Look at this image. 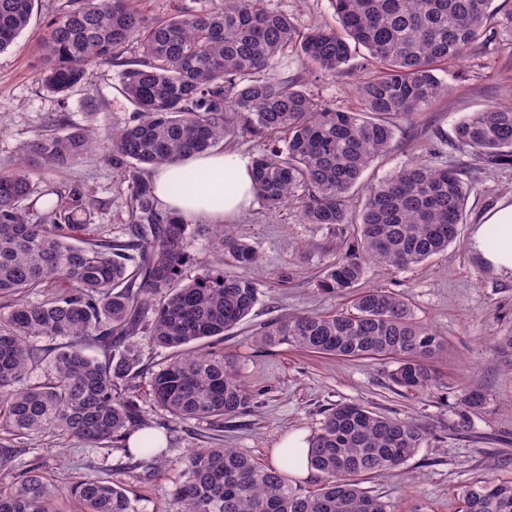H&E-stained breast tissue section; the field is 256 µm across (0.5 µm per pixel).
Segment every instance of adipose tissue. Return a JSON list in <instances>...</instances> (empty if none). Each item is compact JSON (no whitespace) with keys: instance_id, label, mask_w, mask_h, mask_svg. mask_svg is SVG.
I'll return each instance as SVG.
<instances>
[{"instance_id":"adipose-tissue-1","label":"adipose tissue","mask_w":512,"mask_h":512,"mask_svg":"<svg viewBox=\"0 0 512 512\" xmlns=\"http://www.w3.org/2000/svg\"><path fill=\"white\" fill-rule=\"evenodd\" d=\"M179 170L204 173L208 180L192 192H175L173 176ZM151 181L160 206L189 220L231 222L249 207L254 197L251 162L233 152L187 156L176 166L158 168ZM492 235L497 237L498 245L491 250L486 242ZM469 246L487 266L512 276V197L503 199L484 215L473 230Z\"/></svg>"}]
</instances>
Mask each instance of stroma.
I'll use <instances>...</instances> for the list:
<instances>
[{
	"label": "stroma",
	"mask_w": 512,
	"mask_h": 512,
	"mask_svg": "<svg viewBox=\"0 0 512 512\" xmlns=\"http://www.w3.org/2000/svg\"><path fill=\"white\" fill-rule=\"evenodd\" d=\"M65 0H37L29 27L6 52L0 53V168L17 162L37 168L44 179L65 187L82 184L95 203L88 232L104 240H129L135 234L130 221L128 176L112 168L94 150L64 169L41 168L29 150L53 118L65 115L72 127L89 124L109 128L127 120L133 105L119 92L117 69L92 66L86 82L67 99L47 93L38 80L41 44L48 22ZM268 8L287 14L301 31L332 26L336 17L330 0H266ZM280 77L297 82L313 97L356 110V84L362 68L344 74L306 69L296 54L280 58ZM442 78L453 87L414 116L397 122L390 152L364 172L349 197L358 211L367 186L390 172L438 152L441 164L467 169L466 217L455 244L424 263L404 269L367 265L365 288H383L406 295L418 321L437 329L447 341L445 353L434 358L440 380L435 386L406 391L391 381V359L348 361L285 345L257 342L260 328L299 311L323 313L335 302L319 293L314 282L336 249V237L325 228L301 223L294 207L272 214L261 202L234 220L235 233L256 247L262 265L256 274L259 301L248 319L224 338L222 348L234 356L254 399L248 411L217 431L207 423L179 425L166 464L145 468L124 456L43 433L16 441L0 428V447L15 455L13 474L37 467L59 490L76 478L95 473L136 495L138 512H175L170 497L178 477L177 461L195 448H233L270 464L275 449L294 434H316L329 409L359 402L373 411L413 421L425 432L422 448L403 466L366 479L364 485L388 502L391 512H462L461 493L481 478L512 481V277L486 267L469 248L475 224L502 198L512 195V166L486 168L454 138L456 123L465 114L489 105L512 107V46L494 31L473 44L464 57L448 63ZM217 225H189L185 269L195 276L224 265ZM143 370L136 393L147 419L154 425L168 415L149 396L152 373L168 361L165 350L141 340ZM485 397L483 408L460 426L458 404L464 392Z\"/></svg>",
	"instance_id": "obj_1"
}]
</instances>
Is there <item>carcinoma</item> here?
I'll use <instances>...</instances> for the list:
<instances>
[{
	"mask_svg": "<svg viewBox=\"0 0 512 512\" xmlns=\"http://www.w3.org/2000/svg\"><path fill=\"white\" fill-rule=\"evenodd\" d=\"M135 2L66 0L48 23L39 74L43 89L64 100L91 66L119 67L120 91L135 107L130 120L102 132L42 134L31 149L62 170L100 147L110 165L129 169L137 239H78L91 221L81 184H41L20 164L0 170V298L8 300L0 313V421L18 437L55 431L142 462L164 460L167 447L133 391L144 336L169 352L150 381L154 404L170 415L168 433L188 420L220 431L251 407L236 358L213 345L258 303L260 253L226 225L219 237L225 268L185 277L188 224L159 206L142 172L260 132L283 136L284 147L273 144L253 158L255 196L274 212L292 204L303 223L340 237L352 224L356 245L315 281L330 299L352 296L349 307L293 313L258 332L259 341L338 359L388 357L392 381L407 390L438 383L430 360L446 351L445 338L415 318L405 296L356 287L369 261L414 266L456 243L465 172L431 161L405 165L368 188L356 216L349 193L391 150L397 119L452 92L437 71L482 36L489 18L497 17L501 39L512 45V11L498 14L494 0H330L337 26L301 35L263 0H220L164 21ZM34 6L0 0V53L28 27ZM133 45L138 55L124 57ZM290 51L336 74L358 57L373 67L357 86L361 110L338 109L273 74L275 59ZM455 133L483 166L512 165V108L472 112ZM54 284L62 289L47 300L23 299ZM58 337L65 343H36ZM46 360L52 378L27 383ZM484 402L479 392L463 394L460 425ZM425 440L409 420L342 404L309 440L310 466L322 475L317 490L294 487L281 468L233 448H196L180 459L172 498L177 512H389L363 477L404 465ZM67 495L80 512H137L127 491L102 477L73 481ZM57 499L56 486L33 468L0 491V512H65ZM462 501L464 512H512V482L477 480Z\"/></svg>",
	"mask_w": 512,
	"mask_h": 512,
	"instance_id": "1",
	"label": "carcinoma"
}]
</instances>
